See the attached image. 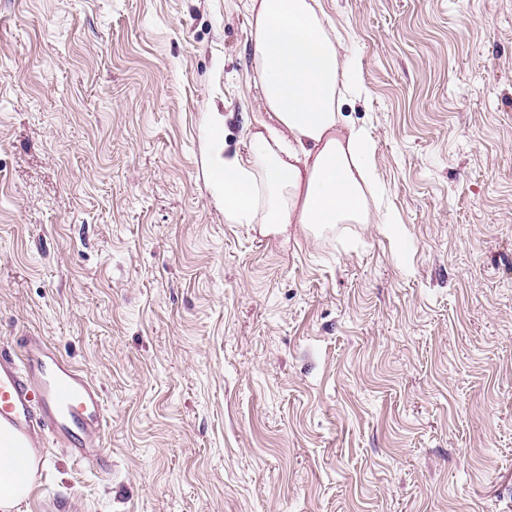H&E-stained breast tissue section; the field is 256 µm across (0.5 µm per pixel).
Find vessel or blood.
Instances as JSON below:
<instances>
[{
    "mask_svg": "<svg viewBox=\"0 0 512 512\" xmlns=\"http://www.w3.org/2000/svg\"><path fill=\"white\" fill-rule=\"evenodd\" d=\"M106 425L100 388L43 338L26 337L18 353L0 355V443L41 458L63 448L101 467Z\"/></svg>",
    "mask_w": 512,
    "mask_h": 512,
    "instance_id": "obj_1",
    "label": "vessel or blood"
}]
</instances>
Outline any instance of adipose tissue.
<instances>
[{"instance_id":"ef3b65f1","label":"adipose tissue","mask_w":512,"mask_h":512,"mask_svg":"<svg viewBox=\"0 0 512 512\" xmlns=\"http://www.w3.org/2000/svg\"><path fill=\"white\" fill-rule=\"evenodd\" d=\"M257 55L253 82L263 112L242 149L225 153L224 118L208 124L205 164L229 224H386L367 198L373 146L340 109L362 73L328 27L320 0H247ZM36 463L28 449L0 446V512L27 493Z\"/></svg>"}]
</instances>
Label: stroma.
Returning <instances> with one entry per match:
<instances>
[{
	"label": "stroma",
	"mask_w": 512,
	"mask_h": 512,
	"mask_svg": "<svg viewBox=\"0 0 512 512\" xmlns=\"http://www.w3.org/2000/svg\"><path fill=\"white\" fill-rule=\"evenodd\" d=\"M390 224H228L245 0H0V351L100 386L110 475L16 512H512V0H321Z\"/></svg>",
	"instance_id": "35a3bbf8"
}]
</instances>
